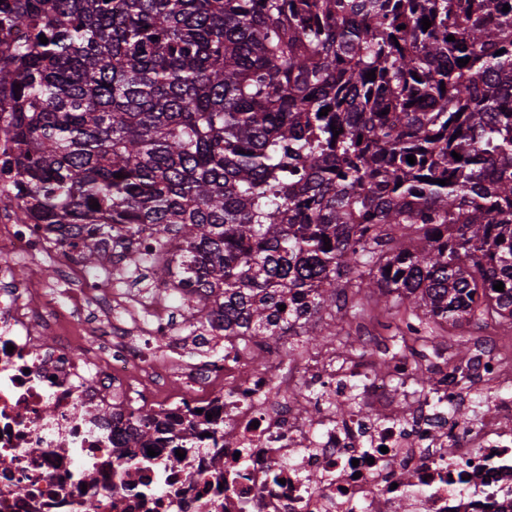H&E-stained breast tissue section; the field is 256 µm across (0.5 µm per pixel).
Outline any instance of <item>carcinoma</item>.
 I'll return each mask as SVG.
<instances>
[{"instance_id":"carcinoma-1","label":"carcinoma","mask_w":512,"mask_h":512,"mask_svg":"<svg viewBox=\"0 0 512 512\" xmlns=\"http://www.w3.org/2000/svg\"><path fill=\"white\" fill-rule=\"evenodd\" d=\"M13 208L259 365L340 344L371 300L411 354L512 330V0H0Z\"/></svg>"}]
</instances>
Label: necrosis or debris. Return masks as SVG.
<instances>
[{
	"mask_svg": "<svg viewBox=\"0 0 512 512\" xmlns=\"http://www.w3.org/2000/svg\"><path fill=\"white\" fill-rule=\"evenodd\" d=\"M67 252L25 218L0 224V512H512V345L479 339L457 370L433 350L417 394L402 388L416 358L374 369L366 327L360 356L187 359L153 345L175 330L163 294H126ZM50 258L68 306L48 282L10 285ZM146 394L160 430L132 448L123 414ZM467 405L477 418L457 423Z\"/></svg>",
	"mask_w": 512,
	"mask_h": 512,
	"instance_id": "necrosis-or-debris-1",
	"label": "necrosis or debris"
}]
</instances>
